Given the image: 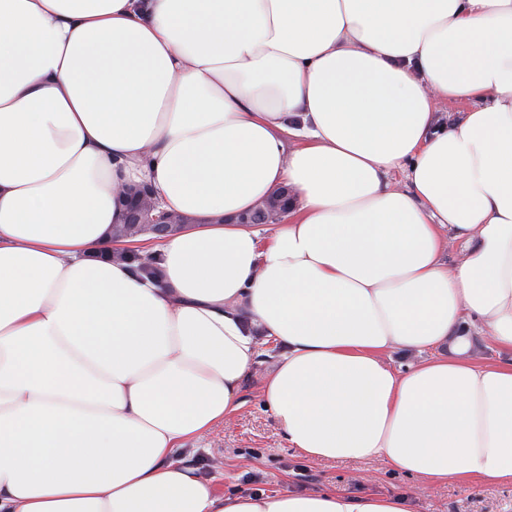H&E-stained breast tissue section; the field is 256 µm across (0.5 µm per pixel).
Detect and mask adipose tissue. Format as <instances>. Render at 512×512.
Instances as JSON below:
<instances>
[{
	"label": "adipose tissue",
	"mask_w": 512,
	"mask_h": 512,
	"mask_svg": "<svg viewBox=\"0 0 512 512\" xmlns=\"http://www.w3.org/2000/svg\"><path fill=\"white\" fill-rule=\"evenodd\" d=\"M140 183L191 224L114 240ZM468 323L512 352V0H0V512H410L181 465L264 340L309 460L512 486V361ZM466 107L462 104L449 102L439 99L434 104L435 125L438 127H448L449 124L456 121L461 113L465 112ZM291 199V191L288 187H284L276 194L254 206L250 211L239 215L238 222L257 226L263 225L258 228L271 230L272 226L288 212ZM471 346L467 352V357L479 362H506L512 360L511 352L500 351L493 346L485 336L474 328H470Z\"/></svg>",
	"instance_id": "1"
}]
</instances>
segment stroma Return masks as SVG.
I'll return each mask as SVG.
<instances>
[{
    "label": "stroma",
    "instance_id": "35a3bbf8",
    "mask_svg": "<svg viewBox=\"0 0 512 512\" xmlns=\"http://www.w3.org/2000/svg\"><path fill=\"white\" fill-rule=\"evenodd\" d=\"M278 350L264 345L242 386V408L210 436L187 444L178 459L216 488L235 492H307L332 488L350 496L409 494L412 512H512V487L455 481L419 489L417 478L378 460L317 463L289 447L282 429L266 410L262 377Z\"/></svg>",
    "mask_w": 512,
    "mask_h": 512
}]
</instances>
